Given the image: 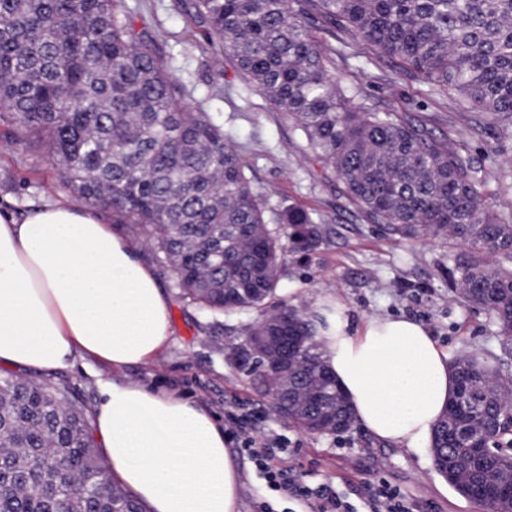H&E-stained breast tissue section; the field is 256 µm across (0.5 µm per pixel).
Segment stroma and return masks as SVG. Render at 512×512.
<instances>
[{"mask_svg": "<svg viewBox=\"0 0 512 512\" xmlns=\"http://www.w3.org/2000/svg\"><path fill=\"white\" fill-rule=\"evenodd\" d=\"M126 5L143 11L165 34L172 64L194 87L195 98H202L209 84L220 87L222 97L212 101L211 110L232 132L255 191L274 207L297 202L325 226L326 241L309 259L289 252L278 300L309 312L320 295L333 293L347 303L353 323L405 315L423 322L448 355L472 352L492 364L502 357L499 330L489 314L465 303L448 282L459 246L444 237L408 242L387 235L359 213L332 168L307 149L291 121L245 89L234 59L227 55L221 66H213L201 31L181 0H126ZM309 23L330 70L360 111L418 115L436 136L453 139L485 167L488 204H512V140L504 141L498 152H488L487 135L478 132L473 111L456 97L431 93L346 31L323 26L314 16ZM12 129L9 120H0V201L18 214L47 199L77 203V195L62 189L49 173L44 146L16 142ZM169 306L166 347L153 362L127 368L125 376L149 388L178 391L217 416L241 472V512H265L268 504L275 512H315L318 505L315 495L282 498L259 480L242 450L244 435L251 431L280 447V466L290 481L314 491L327 487L338 492L350 512H366L383 484L403 495L410 512H480L439 475L430 448L385 445L357 425L339 436H320L280 420L227 358L231 345L241 340L247 317L219 322L175 296ZM111 377L101 364L79 361L48 375L68 386L88 409L99 397L101 380Z\"/></svg>", "mask_w": 512, "mask_h": 512, "instance_id": "1", "label": "stroma"}]
</instances>
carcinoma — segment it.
I'll return each mask as SVG.
<instances>
[{"label":"carcinoma","instance_id":"cac0c4a2","mask_svg":"<svg viewBox=\"0 0 512 512\" xmlns=\"http://www.w3.org/2000/svg\"><path fill=\"white\" fill-rule=\"evenodd\" d=\"M326 26L369 42L422 83L481 110L483 129L512 136V0H188L210 47L229 53L249 90L269 100L335 171L350 203L404 239L445 235L467 248L450 271L469 305L486 311L512 352V212L483 202L484 167L437 138L417 116L361 112L327 67L307 26L308 8ZM161 31L124 0H0V106L18 140L37 139L59 183L133 226L173 273L180 299L209 315L269 312L288 247L313 252L323 225L290 202L265 218L224 124L186 105L188 89ZM287 326L257 321L234 346L238 368L288 423L310 432L324 410L350 414L323 368L305 313ZM306 336L292 387L277 392L253 337ZM451 362L457 388L453 431L436 424L433 457L468 458L481 419L500 416L512 435L508 399L487 391L499 370L480 357ZM490 482L508 479L495 459ZM440 474L471 497L462 471ZM0 512H147L115 482L92 423L70 391L39 378L0 374Z\"/></svg>","mask_w":512,"mask_h":512}]
</instances>
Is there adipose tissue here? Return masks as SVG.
Segmentation results:
<instances>
[{"mask_svg": "<svg viewBox=\"0 0 512 512\" xmlns=\"http://www.w3.org/2000/svg\"><path fill=\"white\" fill-rule=\"evenodd\" d=\"M311 323L356 424L399 448L428 446L455 383L426 325H356L333 294L318 298ZM169 336L156 271L95 210L49 201L22 218L0 212V366L48 372L88 358L118 373L151 362ZM93 424L113 477L149 512H239L238 467L200 403L107 381Z\"/></svg>", "mask_w": 512, "mask_h": 512, "instance_id": "adipose-tissue-1", "label": "adipose tissue"}]
</instances>
